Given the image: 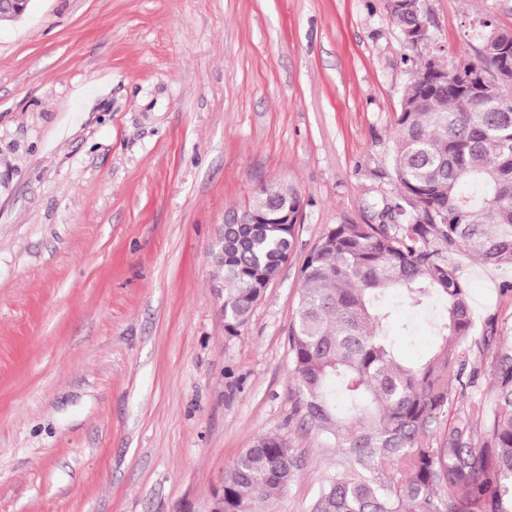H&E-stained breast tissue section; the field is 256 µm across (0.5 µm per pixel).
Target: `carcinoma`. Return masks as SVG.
<instances>
[{"label": "carcinoma", "mask_w": 512, "mask_h": 512, "mask_svg": "<svg viewBox=\"0 0 512 512\" xmlns=\"http://www.w3.org/2000/svg\"><path fill=\"white\" fill-rule=\"evenodd\" d=\"M399 26L427 20L422 8L387 0ZM478 60L411 69L396 114L393 166L398 201L379 224H332L304 257L288 330L295 412L341 459L308 512H512V356L497 364L498 410L483 419L491 446L471 447L469 424L443 440L427 434L463 394L467 341L475 321L465 280L448 253L512 267V52L494 21L482 23ZM501 83L482 102L480 78ZM303 199L292 186L256 190L242 219L224 225V329L239 334L293 250ZM428 312L434 342L405 359L390 302ZM298 455L281 435H263L233 461L215 492L224 512H269L294 482Z\"/></svg>", "instance_id": "carcinoma-1"}]
</instances>
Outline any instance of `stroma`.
I'll list each match as a JSON object with an SVG mask.
<instances>
[{
  "label": "stroma",
  "instance_id": "35a3bbf8",
  "mask_svg": "<svg viewBox=\"0 0 512 512\" xmlns=\"http://www.w3.org/2000/svg\"><path fill=\"white\" fill-rule=\"evenodd\" d=\"M475 60L512 0H422ZM386 0H31L0 25V512H208L234 459L288 438L273 512H308L336 451L295 412L288 327L329 225L394 198L411 66ZM271 181L304 199L293 252L228 336L209 247ZM473 382L434 426L497 408L511 268L452 255Z\"/></svg>",
  "mask_w": 512,
  "mask_h": 512
}]
</instances>
